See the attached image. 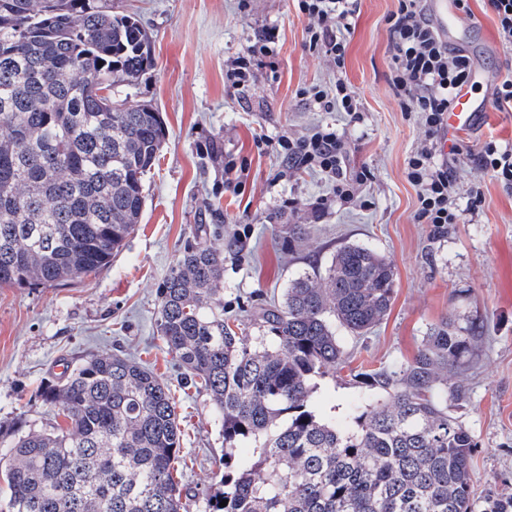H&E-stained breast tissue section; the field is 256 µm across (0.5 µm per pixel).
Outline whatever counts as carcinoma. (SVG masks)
Listing matches in <instances>:
<instances>
[{
	"label": "carcinoma",
	"instance_id": "obj_1",
	"mask_svg": "<svg viewBox=\"0 0 512 512\" xmlns=\"http://www.w3.org/2000/svg\"><path fill=\"white\" fill-rule=\"evenodd\" d=\"M153 66L145 28L112 0H0V286L96 272L134 232L165 128L152 105L112 90ZM210 219L179 249L157 318L224 435L205 512H512V495L474 496L476 444L448 412L479 326H430L338 420L321 410L318 380L344 363L340 331L363 337L388 314L392 263L368 246L338 249L282 302L247 314L259 333L248 344L224 320V259L245 243L224 236L220 212ZM40 396L64 423L0 428V512H180L179 416L151 369L103 352Z\"/></svg>",
	"mask_w": 512,
	"mask_h": 512
}]
</instances>
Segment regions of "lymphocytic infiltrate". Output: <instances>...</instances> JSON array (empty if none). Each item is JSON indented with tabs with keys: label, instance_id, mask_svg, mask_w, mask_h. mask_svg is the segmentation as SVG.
Listing matches in <instances>:
<instances>
[{
	"label": "lymphocytic infiltrate",
	"instance_id": "lymphocytic-infiltrate-1",
	"mask_svg": "<svg viewBox=\"0 0 512 512\" xmlns=\"http://www.w3.org/2000/svg\"><path fill=\"white\" fill-rule=\"evenodd\" d=\"M297 2L301 13L318 20L317 27L307 32L310 46L321 48L337 69H344L360 0ZM387 23L393 94L400 110L414 114L425 129L423 145L407 158L405 167L406 177L417 193L415 217L424 224L456 223L455 178L447 158L439 154L438 144L453 95L469 74L470 57L465 50L448 46L423 0H399L397 11ZM306 95L318 111L343 112L354 123L363 120L356 95L341 75L330 86H312ZM274 151L299 166L325 173L340 201L353 198L357 186L369 178L364 169L347 173V143L329 126L304 138L280 137ZM477 163L482 173L512 188V145L496 140L485 142Z\"/></svg>",
	"mask_w": 512,
	"mask_h": 512
}]
</instances>
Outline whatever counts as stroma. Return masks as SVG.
Returning <instances> with one entry per match:
<instances>
[{"mask_svg":"<svg viewBox=\"0 0 512 512\" xmlns=\"http://www.w3.org/2000/svg\"><path fill=\"white\" fill-rule=\"evenodd\" d=\"M476 28L491 30L476 52L484 68L512 75V48L502 45L492 13L468 0ZM136 14L152 39L155 65L124 88L129 104L152 102L166 140L145 179L140 224L97 273L39 288H0V423L23 416L45 428L54 421L39 387L66 363L101 352L122 353L172 388L186 465L183 512H203L205 490L220 478L224 438L205 393L181 388L177 361L158 337L160 288L200 211L218 205L225 232L246 245L224 262V315L242 317L262 298L281 296L304 269L324 270L346 244L375 248L395 269L391 309L361 338L345 337L346 365L321 379V409L342 414L368 374L415 354L431 325L446 317L484 326V342L464 366L462 400L449 410L471 433L474 491L512 494V190L482 175L473 156L490 139L512 145V112L492 107L484 128L463 134L455 163L458 221L439 229L415 217L417 195L405 161L425 138L401 112L389 85L387 19L398 0H361L344 72L310 47L309 18L297 0H112ZM275 30L271 63L253 67L249 86L234 88L232 60L266 30ZM344 75L364 113L362 123L319 112L305 91ZM343 133L349 170L368 181L348 202L318 170L292 167L270 149L281 136L301 138L323 125ZM265 136L269 145H258ZM224 147L220 162L202 160L208 142ZM237 168L225 173L226 161ZM481 179L484 200L472 209L467 188ZM304 225V239L288 236Z\"/></svg>","mask_w":512,"mask_h":512,"instance_id":"35a3bbf8","label":"stroma"}]
</instances>
